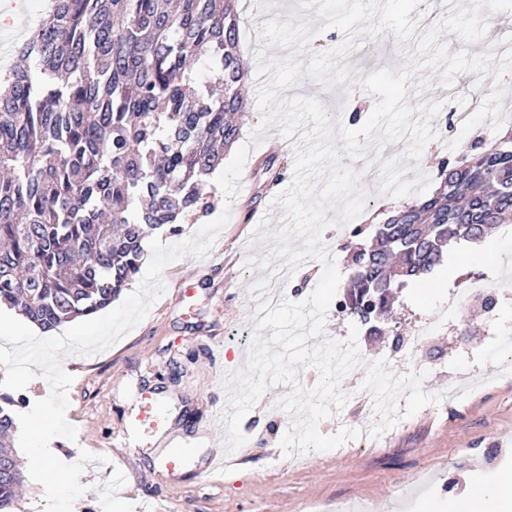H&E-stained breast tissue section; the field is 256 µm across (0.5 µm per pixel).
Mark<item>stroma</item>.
Instances as JSON below:
<instances>
[{
	"mask_svg": "<svg viewBox=\"0 0 512 512\" xmlns=\"http://www.w3.org/2000/svg\"><path fill=\"white\" fill-rule=\"evenodd\" d=\"M261 14L315 28L299 54L304 62L344 40L339 30L323 29L315 9L300 8L298 0H267L261 13L246 6L241 50L253 69L290 54L271 44L257 50L255 22ZM412 17L418 25L412 40L402 42L391 34L382 40L357 37L345 59L351 82L305 77L298 83L301 97L337 99L335 120L354 129L364 125L377 101L359 80L379 69L409 72L406 100L418 112L445 101L450 89L466 99L470 121L456 129L451 151L427 141L415 168H404L414 143L408 136L369 144L362 158L344 159L346 168L359 177L370 175L386 193L383 203L366 206L356 216L359 224L379 221L383 208L428 196L447 154L466 153L474 130L493 123L495 109L512 108L501 84L485 75L495 66L497 29L512 19V0H461L450 11L442 0H434L417 6ZM257 92L256 81H249L237 143L248 146L250 154L238 194L229 201L216 192L213 211L189 217L181 234L162 238L167 245L180 243L229 210L209 254L169 264L162 274L163 294L114 345L69 358L66 370L74 381L67 418L77 438H56L50 449L66 463L77 461L83 449L106 456V464L86 467L80 482L110 488L112 499L107 505L87 491L74 501L72 512H106L110 505L121 512H426L429 504L486 492L502 474L512 472V305L501 312L497 336L485 334V310L480 301L469 300L429 346H405L396 353L392 340L405 334L412 321L433 319L450 286H466L469 277L512 259V224L498 227L481 247L466 248L465 258L451 256L430 282L403 288L395 319L383 335H369L366 326H357L365 360H387L402 376L426 370L424 392H447L455 371H473V384L454 401L428 405L380 436L296 458L280 446L290 421L280 403L290 388L276 385L244 416L249 444L237 449L234 464L212 472L205 461L187 458L175 473L161 471L160 461L171 446L210 449L224 443L225 431L214 422L227 400L222 380L241 370L253 342L255 324L247 315L254 284L274 277L247 261L265 257L269 242L285 228L284 211L273 200L290 182H273L260 164L271 156L293 162L305 132L287 137L278 127L262 128ZM339 389L349 400L338 414L320 421V432L331 435L343 426L367 429L371 416L355 402L351 378H342ZM116 469L126 474V485L114 483Z\"/></svg>",
	"mask_w": 512,
	"mask_h": 512,
	"instance_id": "obj_1",
	"label": "stroma"
}]
</instances>
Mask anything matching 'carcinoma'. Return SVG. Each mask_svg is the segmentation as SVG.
I'll use <instances>...</instances> for the list:
<instances>
[{"instance_id": "obj_1", "label": "carcinoma", "mask_w": 512, "mask_h": 512, "mask_svg": "<svg viewBox=\"0 0 512 512\" xmlns=\"http://www.w3.org/2000/svg\"><path fill=\"white\" fill-rule=\"evenodd\" d=\"M240 0H54L0 71V303L44 329L110 305L144 238L214 207L209 177L239 138L249 67ZM202 58L221 94L195 84ZM512 223V123L442 161L436 188L338 243L349 315L391 320L397 290ZM17 401L0 394V512L22 471Z\"/></svg>"}]
</instances>
